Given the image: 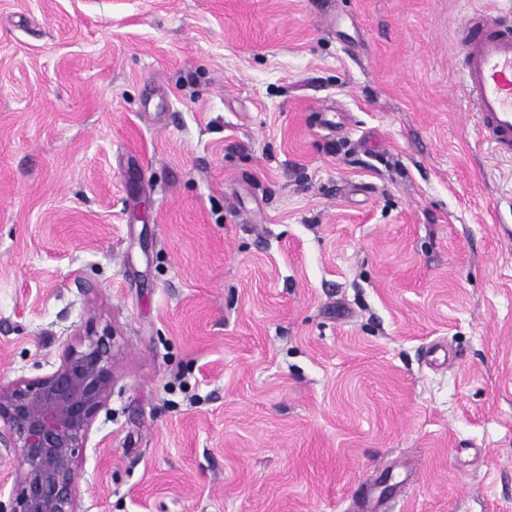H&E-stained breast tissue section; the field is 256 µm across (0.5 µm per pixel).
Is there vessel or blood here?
I'll use <instances>...</instances> for the list:
<instances>
[{"instance_id":"b4317fda","label":"vessel or blood","mask_w":512,"mask_h":512,"mask_svg":"<svg viewBox=\"0 0 512 512\" xmlns=\"http://www.w3.org/2000/svg\"><path fill=\"white\" fill-rule=\"evenodd\" d=\"M457 44L463 84L485 138L512 153V25L487 13L469 14Z\"/></svg>"}]
</instances>
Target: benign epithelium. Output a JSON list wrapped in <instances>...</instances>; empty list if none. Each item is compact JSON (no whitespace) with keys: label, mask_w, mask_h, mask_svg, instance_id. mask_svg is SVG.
Masks as SVG:
<instances>
[{"label":"benign epithelium","mask_w":512,"mask_h":512,"mask_svg":"<svg viewBox=\"0 0 512 512\" xmlns=\"http://www.w3.org/2000/svg\"><path fill=\"white\" fill-rule=\"evenodd\" d=\"M113 384L110 345L93 331L52 372L0 381V458L17 461L0 512H80L78 456Z\"/></svg>","instance_id":"1"}]
</instances>
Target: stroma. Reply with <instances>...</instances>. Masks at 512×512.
I'll list each match as a JSON object with an SVG mask.
<instances>
[{"label":"stroma","instance_id":"35a3bbf8","mask_svg":"<svg viewBox=\"0 0 512 512\" xmlns=\"http://www.w3.org/2000/svg\"><path fill=\"white\" fill-rule=\"evenodd\" d=\"M512 0H0V378L86 326L80 512H512ZM341 112V131L320 112ZM457 44L463 84L485 138L512 153V25L487 13L469 14Z\"/></svg>","mask_w":512,"mask_h":512}]
</instances>
